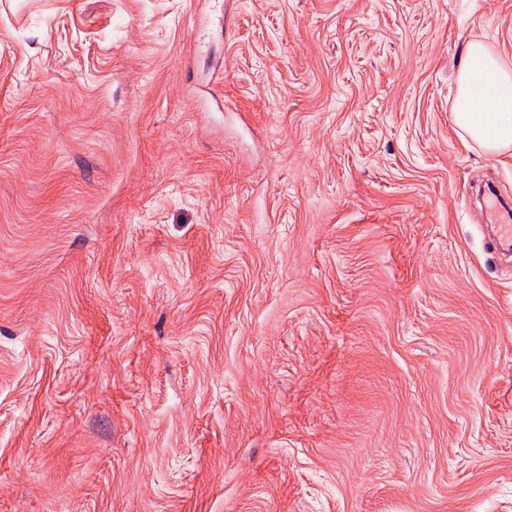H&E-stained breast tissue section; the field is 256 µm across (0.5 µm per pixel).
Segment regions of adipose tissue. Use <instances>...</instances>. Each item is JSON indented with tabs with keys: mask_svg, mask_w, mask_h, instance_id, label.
<instances>
[{
	"mask_svg": "<svg viewBox=\"0 0 512 512\" xmlns=\"http://www.w3.org/2000/svg\"><path fill=\"white\" fill-rule=\"evenodd\" d=\"M453 120L488 153L512 149V69L485 42L466 45L460 60Z\"/></svg>",
	"mask_w": 512,
	"mask_h": 512,
	"instance_id": "1",
	"label": "adipose tissue"
}]
</instances>
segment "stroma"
<instances>
[{
	"mask_svg": "<svg viewBox=\"0 0 512 512\" xmlns=\"http://www.w3.org/2000/svg\"><path fill=\"white\" fill-rule=\"evenodd\" d=\"M0 0V512H512V0ZM455 125L490 154L512 148V71L482 41H469L460 60Z\"/></svg>",
	"mask_w": 512,
	"mask_h": 512,
	"instance_id": "obj_1",
	"label": "stroma"
}]
</instances>
